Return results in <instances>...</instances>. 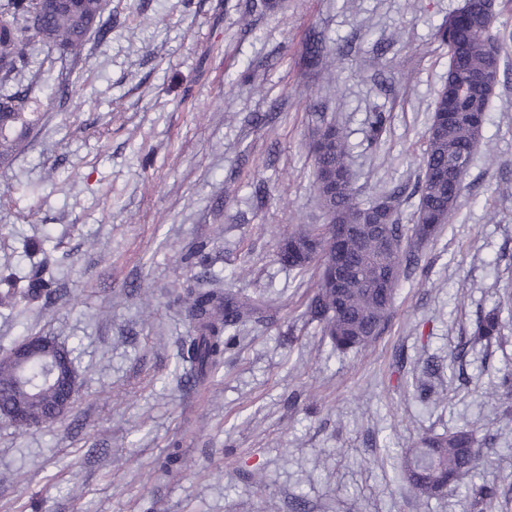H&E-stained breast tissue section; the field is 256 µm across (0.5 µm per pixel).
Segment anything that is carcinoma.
<instances>
[{
  "instance_id": "carcinoma-1",
  "label": "carcinoma",
  "mask_w": 512,
  "mask_h": 512,
  "mask_svg": "<svg viewBox=\"0 0 512 512\" xmlns=\"http://www.w3.org/2000/svg\"><path fill=\"white\" fill-rule=\"evenodd\" d=\"M487 0H468L465 11L448 15L436 30L448 46V74L436 92L425 131L422 175L412 195L417 203L411 224L402 223L399 192H384L360 200L348 160V135L331 123L322 125L310 145L314 159L315 191L327 223L288 232L278 261L298 271L321 262L316 290L306 305L310 320L321 325L333 347L357 350L376 341L387 329L398 283L418 267L419 247L452 221L465 184L464 177L483 136L490 102L500 80V36L493 32L494 16ZM105 0H0V162L20 149L39 127L43 113L32 95L44 64L60 63L51 95L68 98L71 67L81 57L90 36L107 33ZM30 82L22 86L20 79ZM330 224H351L353 231L341 239L342 255L354 273L335 289L324 270L336 258ZM392 274V288L378 286L382 275ZM26 286L12 275L0 277V306L45 304L56 294L54 279L43 264L31 268ZM189 320L180 338L183 376L196 382L217 374L224 353L236 342L240 328L262 321L263 302L231 293L194 290L179 297ZM505 301L477 323L473 338L498 340L503 336ZM47 366L30 364L31 386L18 383V370L7 356L0 357V409L21 407L27 420L19 427H49L55 413L58 389L46 383ZM481 426L448 434L421 437L398 462V474L421 499L442 498L454 492L464 475H481L484 469L479 445L487 440ZM183 466L179 450L172 448L159 464L168 475ZM512 495V482L502 487L472 484L466 492L470 505L483 508L496 496Z\"/></svg>"
}]
</instances>
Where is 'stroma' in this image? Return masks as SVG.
Wrapping results in <instances>:
<instances>
[{
	"instance_id": "obj_1",
	"label": "stroma",
	"mask_w": 512,
	"mask_h": 512,
	"mask_svg": "<svg viewBox=\"0 0 512 512\" xmlns=\"http://www.w3.org/2000/svg\"><path fill=\"white\" fill-rule=\"evenodd\" d=\"M464 3L108 0L112 29L73 65L74 97L44 103L0 163V271L25 275L37 242L60 288L0 308V355L48 336L78 374L55 424L0 420V512H472L419 499L395 464L421 434L473 424L491 436L484 482H512V398L494 387L512 372V322L500 342L470 341L512 289V0H493L507 39L486 144L384 334L334 350L305 314L318 267L277 259L288 231L326 222L309 152L322 124L348 132L361 199L417 182L448 73L436 28ZM315 32L345 59L312 60ZM203 272L271 311L194 385L177 370L178 297ZM461 345L468 384L425 373ZM175 446L182 471L161 476Z\"/></svg>"
}]
</instances>
